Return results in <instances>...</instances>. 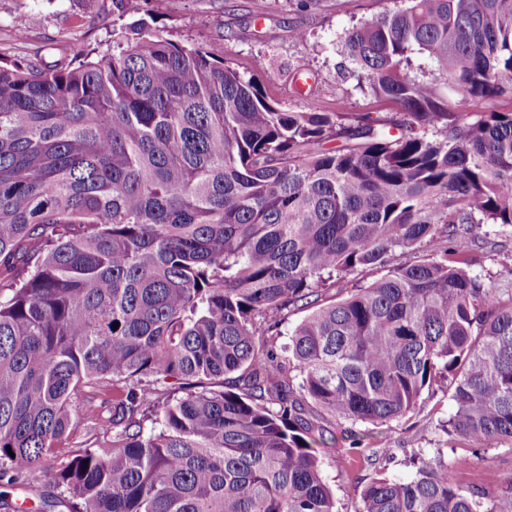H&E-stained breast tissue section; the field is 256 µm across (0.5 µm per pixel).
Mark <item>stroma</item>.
Returning <instances> with one entry per match:
<instances>
[{
    "label": "stroma",
    "mask_w": 512,
    "mask_h": 512,
    "mask_svg": "<svg viewBox=\"0 0 512 512\" xmlns=\"http://www.w3.org/2000/svg\"><path fill=\"white\" fill-rule=\"evenodd\" d=\"M397 0H147L166 37L206 48L255 77L265 96L295 112H370L392 118L395 106L368 92L342 52L345 30L397 8ZM25 15L28 34L17 40L13 20ZM131 17L112 12V0H0V56H44L53 61L77 52L110 54L123 40ZM305 39H297V30ZM483 243L475 267L491 288H512V229L474 225ZM447 392L423 393L416 410L383 425L336 420L335 445L320 449L323 475L336 512H358L360 491L378 474L410 479L413 457L442 458L450 478L463 490L495 495L512 481V446L471 452L450 445L441 426L454 413ZM364 433L352 449L344 433Z\"/></svg>",
    "instance_id": "35a3bbf8"
}]
</instances>
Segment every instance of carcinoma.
<instances>
[{"label":"carcinoma","mask_w":512,"mask_h":512,"mask_svg":"<svg viewBox=\"0 0 512 512\" xmlns=\"http://www.w3.org/2000/svg\"><path fill=\"white\" fill-rule=\"evenodd\" d=\"M342 47L399 120L286 112L143 20L99 60L0 61L1 486L42 473L70 512H335L327 417L396 421L442 384L448 439L512 444V290L470 271L469 237L512 227V111L466 119L512 95V0H404ZM483 498L437 458L359 512H512V482Z\"/></svg>","instance_id":"cac0c4a2"}]
</instances>
